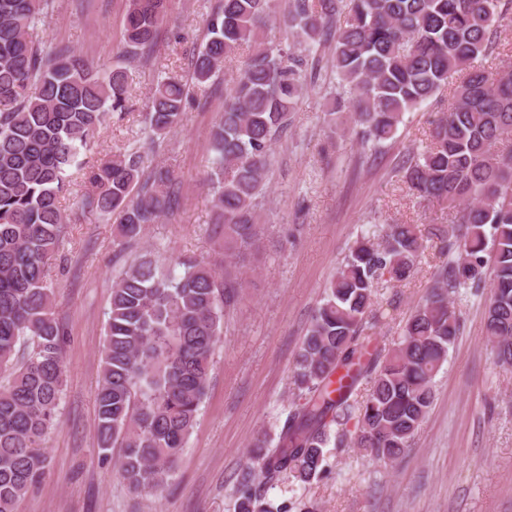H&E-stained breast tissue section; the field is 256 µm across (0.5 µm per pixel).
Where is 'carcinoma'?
<instances>
[{"label": "carcinoma", "mask_w": 512, "mask_h": 512, "mask_svg": "<svg viewBox=\"0 0 512 512\" xmlns=\"http://www.w3.org/2000/svg\"><path fill=\"white\" fill-rule=\"evenodd\" d=\"M167 0H129L115 63L46 49L30 39L47 0H0V512L46 475L44 441L66 385L67 333L54 311L48 259L66 214L61 194L72 167L112 114L126 110L128 68L153 43ZM288 43L261 29L277 0H223L192 55L191 80L206 86L240 55L224 112L211 131L215 233L224 258L258 240L257 200L272 164L274 137L312 79L331 39L333 67L348 98L332 103L365 143L395 138L408 112L448 91L421 153L407 159L412 193L451 210L435 229L448 261L425 303L388 349H369L365 331L380 281L405 282L424 252L418 224H388L358 238L325 288L293 370L298 401L277 438L262 432L254 467L237 482L236 512H314L290 499L275 505L260 485L287 478L306 485L324 472L325 448L347 444L386 465L410 446L434 400V377L461 328L451 295L490 288L484 335L504 370L512 368V70L484 65L498 49L502 0H287ZM191 99L177 76L149 96L152 137L174 132ZM138 150L90 167L79 207L117 223L118 246L141 238L174 204L171 172L142 179ZM159 269L152 253L112 284L95 395L98 447H119L121 478L134 491L168 485L206 396L224 308L235 300L232 266L185 260ZM365 394L357 400L358 385Z\"/></svg>", "instance_id": "obj_1"}]
</instances>
